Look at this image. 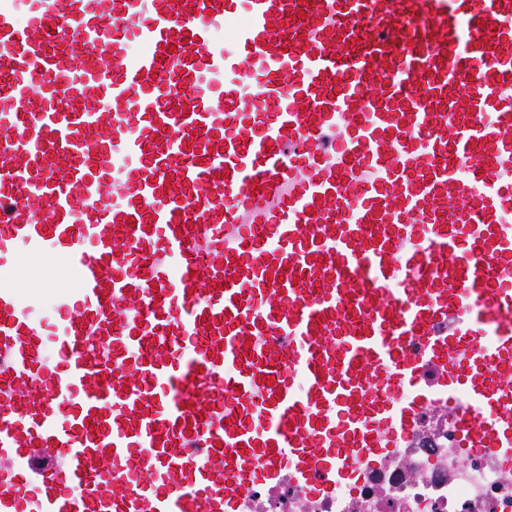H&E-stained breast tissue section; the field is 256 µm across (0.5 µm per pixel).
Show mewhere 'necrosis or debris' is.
Segmentation results:
<instances>
[{
	"label": "necrosis or debris",
	"instance_id": "necrosis-or-debris-1",
	"mask_svg": "<svg viewBox=\"0 0 512 512\" xmlns=\"http://www.w3.org/2000/svg\"><path fill=\"white\" fill-rule=\"evenodd\" d=\"M237 512H512V461L501 448L456 449L448 417L426 412L406 447L359 458L329 492L255 494Z\"/></svg>",
	"mask_w": 512,
	"mask_h": 512
}]
</instances>
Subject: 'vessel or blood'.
I'll return each instance as SVG.
<instances>
[{
    "instance_id": "1",
    "label": "vessel or blood",
    "mask_w": 512,
    "mask_h": 512,
    "mask_svg": "<svg viewBox=\"0 0 512 512\" xmlns=\"http://www.w3.org/2000/svg\"><path fill=\"white\" fill-rule=\"evenodd\" d=\"M441 408L512 448V0H0V512L315 495ZM25 258L27 261L15 270V276L20 280H54L65 277L60 274V271L66 268L64 261L60 258L43 255H31Z\"/></svg>"
}]
</instances>
